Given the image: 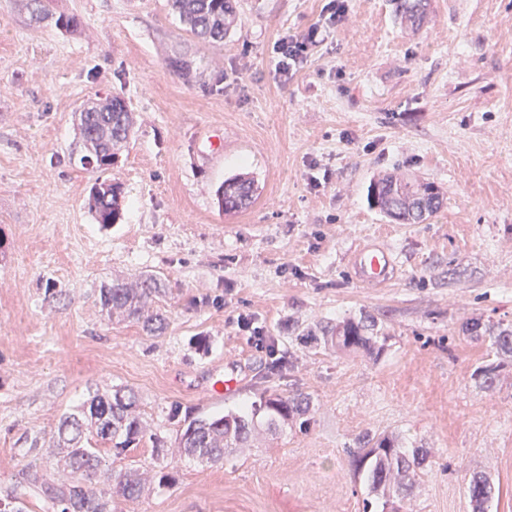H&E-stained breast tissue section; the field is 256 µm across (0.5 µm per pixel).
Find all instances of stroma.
<instances>
[{"mask_svg": "<svg viewBox=\"0 0 512 512\" xmlns=\"http://www.w3.org/2000/svg\"><path fill=\"white\" fill-rule=\"evenodd\" d=\"M223 43L186 33L168 0H52L69 30L0 0V497L32 443L90 392L133 389L153 432L301 391L308 430L259 425L224 460L175 464L172 486L115 512H363L358 435L396 434L425 460L392 512H512V354L492 389L473 372L484 346L466 321L512 326V0H430L411 26L394 0H347L302 69L286 78L272 45L322 19L326 0H235ZM192 65L190 78L170 67ZM120 95L132 137L109 171L117 224L89 209L78 111ZM259 197L227 214L224 180ZM439 187L442 205L400 224L368 200L374 178ZM384 241L399 274L355 284L348 259ZM152 274L163 334L108 322L99 290ZM387 341L370 357L334 351L307 326L360 313ZM266 349H258L256 336ZM235 370L219 398L205 383ZM467 493L474 511L485 512V504L488 503L492 493L489 483L480 477H473L467 486Z\"/></svg>", "mask_w": 512, "mask_h": 512, "instance_id": "stroma-1", "label": "stroma"}]
</instances>
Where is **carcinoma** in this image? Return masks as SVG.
I'll list each match as a JSON object with an SVG mask.
<instances>
[{
  "mask_svg": "<svg viewBox=\"0 0 512 512\" xmlns=\"http://www.w3.org/2000/svg\"><path fill=\"white\" fill-rule=\"evenodd\" d=\"M397 2L399 16L415 24L426 13L428 0ZM169 4L186 32L214 44L224 41L235 20L232 0H169ZM26 8L36 23L52 19L55 26L65 29L75 24L73 17L53 16L46 0H26ZM79 126L86 155L92 157L95 169L107 171L126 147L134 119L124 100L114 96L104 103L84 104L79 111ZM219 192L224 212H241L257 199L258 186L253 178L238 175L225 180ZM119 195L112 182L96 183L90 208L101 226L108 227L120 219ZM368 195L380 212L400 224H419L432 217L441 205L433 183L415 185L392 175L370 184ZM163 292L157 277L141 275L132 281L116 279L100 288L99 301L108 316L135 321L150 333H160L165 329V318L154 310V303ZM464 332L473 340L487 342L489 353H512L511 326L486 325L474 319L465 324ZM316 334L327 349L360 350L370 355L380 353L385 341L377 322L368 315L335 324L327 322L308 331L310 336ZM497 369L494 364L477 367L475 377L482 387H493ZM310 406V397L301 392H268L263 397L268 429L275 430L289 422L307 428ZM254 431V419L233 412L193 419L176 437V452L171 453L143 420L133 392L115 389L110 394L96 393L60 419L48 447L25 449L27 454L45 458L56 477L51 479L37 470H29L26 480L47 503L50 512H112V498L134 501L146 491L166 485L172 479L168 468L176 457L217 464L224 459V449L246 443ZM90 434L112 444L116 459L148 440L153 446L154 461L139 467L109 465L100 449L85 446ZM351 455L354 473L364 478L371 492L384 498L389 497L393 487L398 492L409 489L423 460L421 449L407 452L397 438L369 432L358 438L357 450ZM467 493L474 512H485L492 493L489 483L474 477Z\"/></svg>",
  "mask_w": 512,
  "mask_h": 512,
  "instance_id": "obj_1",
  "label": "carcinoma"
}]
</instances>
